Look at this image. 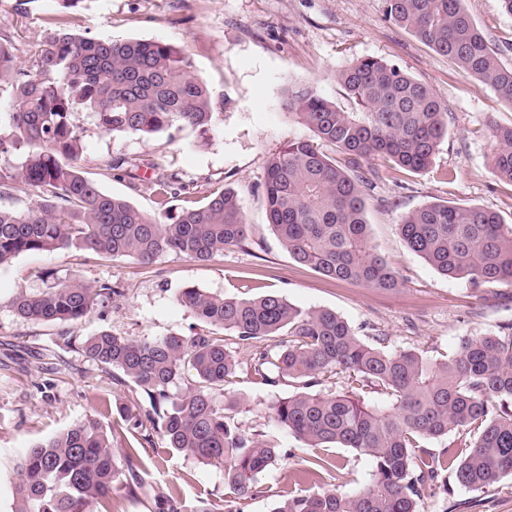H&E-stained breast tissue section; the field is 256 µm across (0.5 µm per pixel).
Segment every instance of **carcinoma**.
Returning a JSON list of instances; mask_svg holds the SVG:
<instances>
[{
	"label": "carcinoma",
	"instance_id": "1",
	"mask_svg": "<svg viewBox=\"0 0 512 512\" xmlns=\"http://www.w3.org/2000/svg\"><path fill=\"white\" fill-rule=\"evenodd\" d=\"M385 11L512 107V66L477 27L464 0H385ZM338 81L352 112L306 83L285 92L284 109L314 140L292 141L269 161L268 224L297 262L334 280L393 291L401 280L367 234L370 179L336 164L321 146L354 161L377 158L417 173L432 163L448 132L447 109L426 85L383 59H357ZM2 83L13 97L8 124L0 129V195L22 183L35 199L23 210L0 207V266L22 253L71 249L143 264L166 252L210 261L226 246L247 244L249 225L230 189L161 222L103 191L80 166L77 112L112 134H170L209 125L210 89L174 46L57 30L26 71L11 47L0 43ZM491 137L492 171L512 184V125L492 128ZM184 191L172 175L156 181L161 206ZM398 231L414 255L445 276L512 286V227L496 212L431 202L401 214ZM120 295L109 282H62L39 293L22 291L10 306L26 322L65 325ZM177 301L213 331L149 339L101 330L83 338L78 350L148 396L149 412L117 409L127 432L138 434L149 422L169 447L224 470L229 499L205 502L198 512H244L245 501L261 493L257 475L280 458L274 443L230 423L226 411L233 400L221 405L214 397V389L240 372L269 384L288 379L299 385L269 407V419L287 433L310 448H352L372 461L362 491L301 489L271 512H421L423 491L442 464L432 453L415 456L414 449L452 432L472 436L455 467L457 483L479 490L512 475V325L465 337L447 358L433 360L420 349L368 343L336 312L301 309L275 294L239 299L186 288ZM226 335L247 344L279 336L281 348L258 350L245 365ZM331 380L344 383L346 391L314 390ZM123 456L124 471L94 420L34 443L13 482V512H110L112 486L136 479L137 449L126 448Z\"/></svg>",
	"mask_w": 512,
	"mask_h": 512
}]
</instances>
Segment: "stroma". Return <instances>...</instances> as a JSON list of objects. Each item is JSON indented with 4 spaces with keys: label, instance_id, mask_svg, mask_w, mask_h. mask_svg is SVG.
I'll use <instances>...</instances> for the list:
<instances>
[{
    "label": "stroma",
    "instance_id": "35a3bbf8",
    "mask_svg": "<svg viewBox=\"0 0 512 512\" xmlns=\"http://www.w3.org/2000/svg\"><path fill=\"white\" fill-rule=\"evenodd\" d=\"M465 7L512 65V15L501 11L499 0H465ZM61 25L86 37L172 44L220 101L208 127L171 136L105 134L85 114H76L85 146L80 164L87 176L162 218L208 195L234 190L250 242L243 249L225 248L222 257L208 262L170 252L144 265L131 257L100 260L73 249L24 253L0 266V512L14 508L12 486L25 449L90 419L111 433L113 448L139 450L138 488L123 482L112 488L120 512H159L167 500L178 512H197L204 500L222 503L228 492L223 470L168 448L158 432L146 438L121 432L117 406L146 407L145 395L63 343L65 337L78 341L101 330L148 338L202 331L194 313L177 301L184 288L235 298L274 293L300 308L335 311L363 340H382L390 350L418 348L433 359L452 353L461 337L495 333L512 323V286L476 287L439 274L409 251L396 227L400 214L437 201L479 206L512 221V185L491 172L489 133L491 126L512 124V107L387 18L385 0H83L66 12L57 0H0V42L14 47L19 63L43 48ZM371 56L427 85L448 112V134L428 169L413 174L383 160L368 163V233L402 281L395 291L333 280L296 262L271 231L264 203L270 158L290 141L311 136L283 108L288 86L309 83L352 110L337 74ZM116 157L128 158V166L111 169ZM162 175L176 176L187 188L164 207L154 188ZM41 270L60 281L109 280L125 294L76 324L26 323L9 302L18 292L44 290L37 276ZM295 390L292 382L271 386L242 376L215 393L219 400L236 398L232 418L241 430L266 435L284 450L258 476L261 492L247 500L245 512H271L298 489L351 494L369 483L371 461L349 448L325 449L336 466L333 476L305 478L310 448L268 418L269 406ZM421 509L512 512V477L470 490L456 482L453 471L441 472Z\"/></svg>",
    "mask_w": 512,
    "mask_h": 512
}]
</instances>
